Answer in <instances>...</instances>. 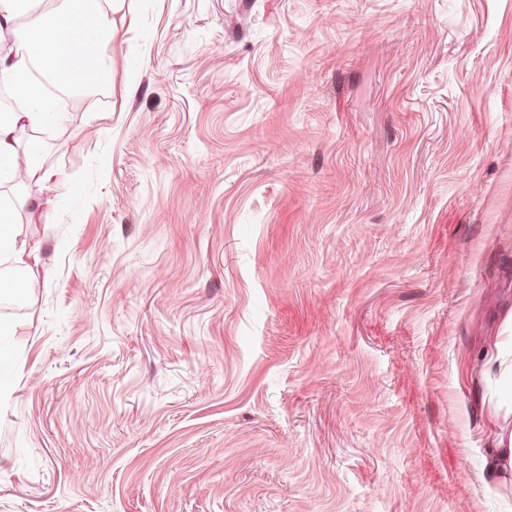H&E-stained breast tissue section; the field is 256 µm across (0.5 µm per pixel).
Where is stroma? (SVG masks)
<instances>
[{"mask_svg":"<svg viewBox=\"0 0 512 512\" xmlns=\"http://www.w3.org/2000/svg\"><path fill=\"white\" fill-rule=\"evenodd\" d=\"M112 19L0 185V512H512V0ZM12 215L9 210L0 209V252L9 255L15 267L22 271L27 282L20 288H28L37 281L38 257L37 249H29L25 244L17 246L15 225L12 224ZM35 266V267H34ZM491 467L501 474L504 470H512V433L500 434L497 448L491 450Z\"/></svg>","mask_w":512,"mask_h":512,"instance_id":"obj_1","label":"stroma"}]
</instances>
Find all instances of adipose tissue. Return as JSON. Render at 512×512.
<instances>
[{"label":"adipose tissue","mask_w":512,"mask_h":512,"mask_svg":"<svg viewBox=\"0 0 512 512\" xmlns=\"http://www.w3.org/2000/svg\"><path fill=\"white\" fill-rule=\"evenodd\" d=\"M119 0H64L61 10L33 12L31 0H0V38L14 43L0 53V75L10 78L26 110L0 113V183L14 181L19 171L36 178L42 169L38 150L18 161L15 130L20 122L37 125L47 115L44 95L31 78V68L42 63L53 82L71 90L93 91L109 81L111 68L102 44L112 37L111 14ZM0 252L9 255L27 283L37 280L35 250L16 242L10 211L0 209Z\"/></svg>","instance_id":"ef3b65f1"}]
</instances>
